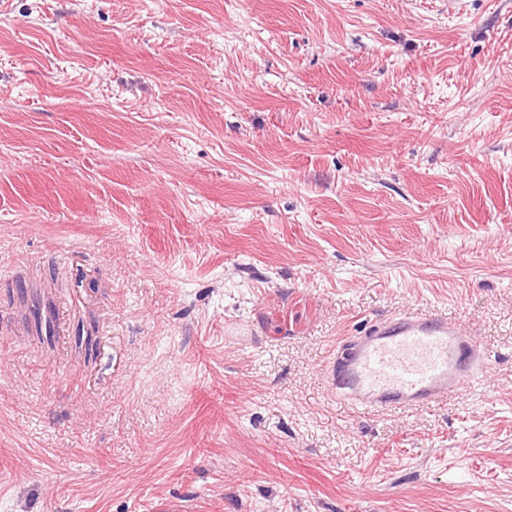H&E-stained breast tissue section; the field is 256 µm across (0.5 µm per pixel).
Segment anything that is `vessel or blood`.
Returning a JSON list of instances; mask_svg holds the SVG:
<instances>
[{
	"mask_svg": "<svg viewBox=\"0 0 512 512\" xmlns=\"http://www.w3.org/2000/svg\"><path fill=\"white\" fill-rule=\"evenodd\" d=\"M489 361L485 349L447 314L403 312L345 339L329 386L337 402L356 411L428 408L465 393Z\"/></svg>",
	"mask_w": 512,
	"mask_h": 512,
	"instance_id": "b4317fda",
	"label": "vessel or blood"
}]
</instances>
